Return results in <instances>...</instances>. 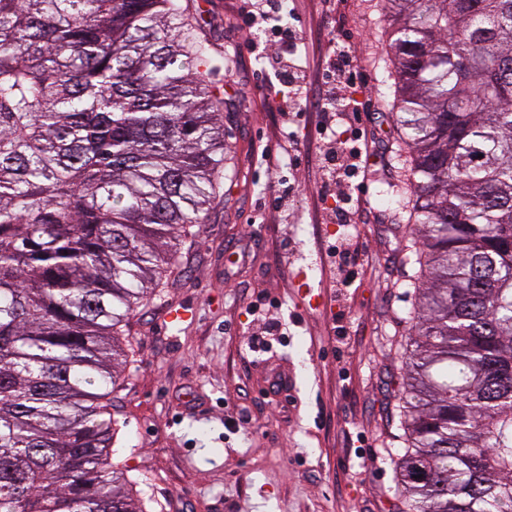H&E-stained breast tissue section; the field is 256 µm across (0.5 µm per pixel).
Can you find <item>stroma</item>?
<instances>
[{
	"mask_svg": "<svg viewBox=\"0 0 512 512\" xmlns=\"http://www.w3.org/2000/svg\"><path fill=\"white\" fill-rule=\"evenodd\" d=\"M241 3L182 0L224 94V178L179 273L131 320L112 461L137 481L148 512H402L396 413L418 266L408 249L387 2L342 0L328 16L320 0H294L287 16L309 32H350L374 111L377 158L356 218L364 246L345 296L351 329L340 359L334 274L319 243L348 229L318 209V172L281 154L280 174L295 181L287 213L252 205L275 192L261 152L276 146L281 116L261 60L246 54L233 72L224 68L225 49L252 37L230 23ZM267 296L288 343L255 353L248 305ZM174 303L192 310V323L167 322ZM283 376L291 390L271 392Z\"/></svg>",
	"mask_w": 512,
	"mask_h": 512,
	"instance_id": "35a3bbf8",
	"label": "stroma"
}]
</instances>
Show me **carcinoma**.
<instances>
[{
    "label": "carcinoma",
    "instance_id": "1",
    "mask_svg": "<svg viewBox=\"0 0 512 512\" xmlns=\"http://www.w3.org/2000/svg\"><path fill=\"white\" fill-rule=\"evenodd\" d=\"M419 244L408 512H512V0H388ZM180 0H0V512H146L112 466L137 309L224 174Z\"/></svg>",
    "mask_w": 512,
    "mask_h": 512
}]
</instances>
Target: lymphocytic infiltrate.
<instances>
[{
	"label": "lymphocytic infiltrate",
	"mask_w": 512,
	"mask_h": 512,
	"mask_svg": "<svg viewBox=\"0 0 512 512\" xmlns=\"http://www.w3.org/2000/svg\"><path fill=\"white\" fill-rule=\"evenodd\" d=\"M243 20L261 32L259 40L247 45L251 54L264 56L277 87L276 95L285 112L283 138L296 145L294 125L308 108L320 114L319 142L315 165L324 181L321 199L340 196L338 217L352 214L357 203L349 188L354 178L367 173L374 158L373 146L361 137H349L356 115L362 110L358 98L362 90L358 63L352 46L329 38L327 56L318 70L309 62L311 36L303 29H292L280 22L281 0H245ZM320 78L318 99H310L312 76Z\"/></svg>",
	"instance_id": "lymphocytic-infiltrate-1"
}]
</instances>
